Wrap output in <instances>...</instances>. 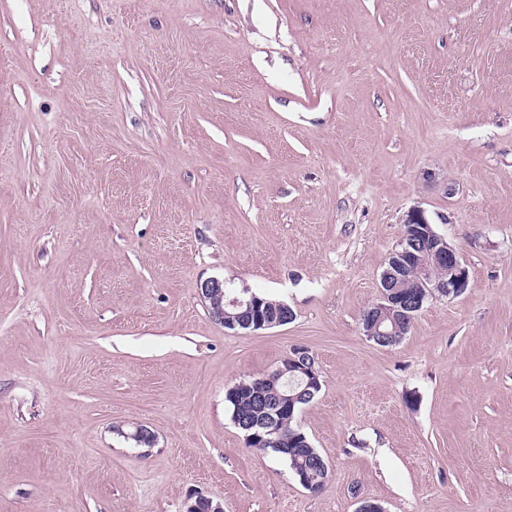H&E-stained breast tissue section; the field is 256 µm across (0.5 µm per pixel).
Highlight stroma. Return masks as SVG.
<instances>
[{
	"instance_id": "stroma-1",
	"label": "stroma",
	"mask_w": 512,
	"mask_h": 512,
	"mask_svg": "<svg viewBox=\"0 0 512 512\" xmlns=\"http://www.w3.org/2000/svg\"><path fill=\"white\" fill-rule=\"evenodd\" d=\"M0 54V512H512V0H0ZM416 206L471 288L381 347ZM296 344L316 493L224 403ZM198 293L204 301H209L211 317L216 322L223 325L224 328H228L225 324L232 327L239 324L242 327H249L251 331H255L254 329L279 326L287 319L288 321L292 319V312L286 307V305L281 304V309L274 312L275 309H279L278 306L280 301L272 300L255 293V295L266 302V307L271 312H274V315H271L268 310L262 309L260 301L254 293H251L247 288L242 290L240 296L233 297L234 291L232 288L226 287L224 278L222 280L218 278H211L200 283ZM222 297H224V306H221L219 303L214 301L215 299H221ZM229 301L231 305L229 304ZM238 308H241L242 312L241 309ZM288 321L280 326L288 324Z\"/></svg>"
}]
</instances>
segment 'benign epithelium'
<instances>
[{"instance_id":"1","label":"benign epithelium","mask_w":512,"mask_h":512,"mask_svg":"<svg viewBox=\"0 0 512 512\" xmlns=\"http://www.w3.org/2000/svg\"><path fill=\"white\" fill-rule=\"evenodd\" d=\"M390 257L391 267L382 273L379 283L383 304L374 305L363 315L364 334L371 340L399 333L403 324L422 309L427 299L433 296L456 298L470 288L469 270L461 253L434 231L426 211L420 207L407 212L401 237ZM440 266L448 267V279L433 278V269ZM411 268L417 275L414 293L401 295L390 290L392 280L400 278ZM224 288L226 282L218 278L208 279L198 287L199 295L210 303L211 317L221 325L234 327L239 324L254 330L275 327L292 319V312L286 305H281L280 310L271 314L262 309L260 301L247 289L230 301L232 306L242 309V312L226 314L224 307L215 302V299L224 297ZM278 372L290 374L292 380L303 386V390L297 395L282 394L275 400L261 399L259 408L265 418L240 423L245 431V440L258 448L266 443L265 436L275 432L276 421L272 417L284 413L293 417L296 401L312 399L321 389L317 359L306 346H292L281 361ZM187 512H224V508L211 498L198 496L188 506Z\"/></svg>"}]
</instances>
